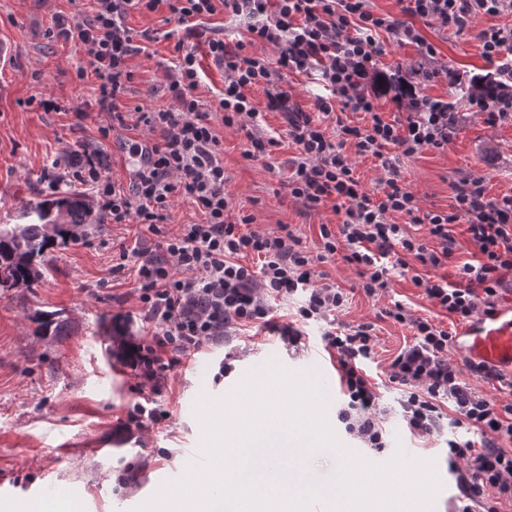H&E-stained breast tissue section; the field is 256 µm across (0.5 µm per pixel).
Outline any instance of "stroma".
Listing matches in <instances>:
<instances>
[{
    "label": "stroma",
    "instance_id": "stroma-1",
    "mask_svg": "<svg viewBox=\"0 0 512 512\" xmlns=\"http://www.w3.org/2000/svg\"><path fill=\"white\" fill-rule=\"evenodd\" d=\"M79 7L78 0H0V40L15 47L10 63L0 65V224L17 223L25 206L53 198L55 192H76V185L64 179V161L81 144L104 149L110 157V177L119 183L128 180L126 153L114 140L99 136L105 118L95 102L96 79L77 77L78 68L88 65L84 49L49 34L53 14L74 13ZM127 23L138 32H158L159 38L132 58L134 79L121 101L129 110L167 104L164 70L176 60L183 31L163 9L131 13ZM508 25L512 12L478 16L461 34L416 23L449 71L467 76L491 69L481 55L478 33ZM38 92L59 102L60 111L28 105V98ZM425 92L455 103L466 118L448 148L404 159L403 175L421 207L449 210L453 183L471 173L484 176L490 197L512 195V122L485 123L481 113L470 111L458 98L451 78L435 79ZM211 123L224 144L226 191L236 207L252 216L253 229L275 233L280 225H289L310 254L320 253L321 225H336L340 219L331 206L308 212L289 195L286 161L294 148L284 145L267 162H252L242 156L244 131L224 126L217 115ZM52 159L58 162L54 174L62 179L55 192L43 181V166ZM134 237L131 224L88 225L77 239L49 249L35 287L0 291V479L12 485L11 490H0V512H20L26 501L37 499L48 479L68 492L81 512H136L199 456L201 426L194 409L200 395L222 397L248 371L273 362L314 376L320 368L333 366L322 347L324 323L305 325L302 344L296 348L276 335L240 334L186 359L170 374L165 387L152 396L168 411L166 420L127 429L126 411L143 396L104 329L117 314L133 316L137 307L131 279L112 269L120 246ZM317 268L349 294L340 322L375 323V356L367 365L374 378H386L395 354L412 341L408 326L380 318L382 308L399 300L413 315H439L410 276H393L389 288L373 298L360 290L354 267L341 256L328 257ZM40 311H58L69 318V335H42L35 318ZM317 356L322 366L314 365ZM225 360L230 368L224 372L220 366ZM381 396L389 411L387 448H366L346 432L337 418L342 396L335 389L327 394V420L338 439L375 464L388 462L400 447L409 457L433 462L442 487L431 512H454L459 488L448 463V442L466 438V431L447 429L434 438L415 437L401 416L400 390L390 384Z\"/></svg>",
    "mask_w": 512,
    "mask_h": 512
}]
</instances>
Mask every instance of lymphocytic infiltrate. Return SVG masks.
Wrapping results in <instances>:
<instances>
[{"instance_id":"lymphocytic-infiltrate-1","label":"lymphocytic infiltrate","mask_w":512,"mask_h":512,"mask_svg":"<svg viewBox=\"0 0 512 512\" xmlns=\"http://www.w3.org/2000/svg\"><path fill=\"white\" fill-rule=\"evenodd\" d=\"M88 2V10L56 15L53 29L83 46L98 80L96 104L110 119L99 133L116 138L135 165L129 183H117L107 173L109 156L86 147L70 154L67 176L93 194L107 223L139 227L119 258L134 275L146 325L145 334L120 353L140 384L160 390L183 358L203 352L229 328L258 325L297 345L301 330L271 319L274 302L300 298L298 316L305 322L327 320L348 303L347 293L316 271L288 225L276 234L254 231L252 216L236 210L224 188V150L211 123L215 114L224 126L245 130V159L270 157L284 139L294 145L287 161L288 193L305 210L328 205L339 215L337 228L320 227L323 253L342 254L354 265L366 296H378L392 274L409 272L415 261L432 268V275H414L412 282L443 317L463 323L495 313L500 291L512 286V195L489 197L484 177L470 174L454 183L450 210L425 211L401 163L426 149L447 148L465 118L425 93L448 68L413 19L461 33L479 15L500 14L512 0H399V19L376 15L370 0ZM161 7L184 26L179 56L166 70L170 103L122 111L120 97L133 80L129 61L141 51L127 17ZM224 12L245 20L247 43H228L210 27V19ZM383 32L387 41L422 49L411 79L401 82L398 107L404 117L393 122L377 106L391 84L390 75L377 67L387 42L379 39ZM201 43L224 70V87L210 105L195 94L201 73L195 47ZM248 43L255 53H245ZM311 72L325 91L312 113L295 101L289 82L290 76ZM255 87L264 88L265 110L280 114L284 134L261 124V110L249 95ZM338 107L363 113L364 123L339 119L333 128L323 127L322 117ZM141 127L149 137L140 141L131 132ZM369 156L381 171L371 189L360 181L354 163ZM178 195L202 219L173 234L167 224ZM459 225L474 247L465 261L457 254ZM417 227L426 228L425 237L414 235ZM249 254L257 256V266L243 264ZM451 262L457 265L453 282L438 273ZM382 314L413 332L412 343L398 352L388 374L402 392L399 405L410 433L435 437L447 425L469 432V439L448 443L462 493L457 512H499V501L512 502V402L497 404L474 382L512 388V374L482 362L450 363L448 329L413 316L401 302ZM323 342L336 358L344 397L340 422L366 447L386 448L387 411L380 404L379 382L366 370L376 346L374 323L330 327Z\"/></svg>"}]
</instances>
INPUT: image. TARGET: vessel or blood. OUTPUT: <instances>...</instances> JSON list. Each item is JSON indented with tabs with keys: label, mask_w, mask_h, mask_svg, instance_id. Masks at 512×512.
<instances>
[{
	"label": "vessel or blood",
	"mask_w": 512,
	"mask_h": 512,
	"mask_svg": "<svg viewBox=\"0 0 512 512\" xmlns=\"http://www.w3.org/2000/svg\"><path fill=\"white\" fill-rule=\"evenodd\" d=\"M460 352L467 360L512 367V314L482 318L477 327L465 330Z\"/></svg>",
	"instance_id": "obj_1"
}]
</instances>
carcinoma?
Wrapping results in <instances>:
<instances>
[{"label":"carcinoma","instance_id":"cac0c4a2","mask_svg":"<svg viewBox=\"0 0 512 512\" xmlns=\"http://www.w3.org/2000/svg\"><path fill=\"white\" fill-rule=\"evenodd\" d=\"M65 210L66 223L56 227L54 235L74 238L73 229L92 223L91 209L79 195L68 193L54 200L38 202L22 212L26 224L0 225V288H30L41 277L40 265L46 262V250L52 236L49 224L54 214ZM43 335L65 336L70 324L53 312L40 313Z\"/></svg>","mask_w":512,"mask_h":512}]
</instances>
